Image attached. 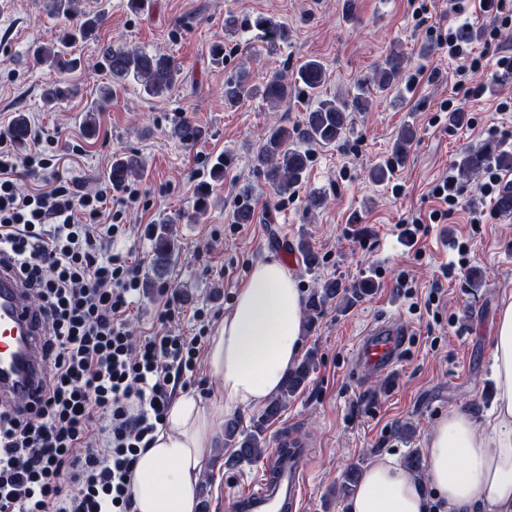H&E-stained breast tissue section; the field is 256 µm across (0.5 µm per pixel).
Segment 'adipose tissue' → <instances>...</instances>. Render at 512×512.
<instances>
[{
	"label": "adipose tissue",
	"instance_id": "obj_1",
	"mask_svg": "<svg viewBox=\"0 0 512 512\" xmlns=\"http://www.w3.org/2000/svg\"><path fill=\"white\" fill-rule=\"evenodd\" d=\"M303 333V296L287 265L256 262L209 340L211 399L173 401L165 427L137 457L136 512H197L213 431L233 412L262 406L277 393L299 359ZM491 370V420L449 411L428 436L422 475L379 457L363 472L346 512H430L435 498L440 512H512V295L499 304Z\"/></svg>",
	"mask_w": 512,
	"mask_h": 512
}]
</instances>
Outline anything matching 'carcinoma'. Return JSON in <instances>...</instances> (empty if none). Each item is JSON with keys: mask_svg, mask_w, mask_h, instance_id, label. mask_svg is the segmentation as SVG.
Wrapping results in <instances>:
<instances>
[{"mask_svg": "<svg viewBox=\"0 0 512 512\" xmlns=\"http://www.w3.org/2000/svg\"><path fill=\"white\" fill-rule=\"evenodd\" d=\"M50 12L58 17L72 21V25L62 29L55 41L35 48L33 56L39 63L46 64L60 73L71 71L76 62L68 57L67 49L79 40L91 37L100 25L96 15L80 14L76 0H49ZM255 26L267 43L288 38V30L264 17L255 21ZM105 66L116 80L131 78L139 83L143 90L153 96H161L172 89L182 73L180 64L167 55L149 54L136 47L114 43L103 50ZM403 76L401 56L392 51L375 68L374 76L353 87V92L345 95L327 90L326 71L323 64L310 59L297 69L296 75L275 72L265 81L262 95L265 99L283 102L291 95L292 85H301L314 97V105L306 116L302 137L323 145H334L346 130L347 119L351 112H364L368 109L373 93L389 91L399 83ZM253 93L249 74L241 73L237 78L224 84V104L233 108ZM29 120L20 113L16 115L5 132L6 137L22 144L28 138ZM496 160L500 166L512 169V152L489 145L482 150L465 153L457 164L460 174L467 176L481 169L488 160ZM256 170L263 174L273 191L286 194L299 185L309 167V154L296 146L291 133L285 127H273L262 138L261 145L254 157ZM140 160L134 154L121 153L113 157L109 178L112 188L120 189L136 174ZM496 208L504 215H512V185L503 186L496 197ZM174 243L165 231L155 234V265L163 271L172 256ZM339 295L336 283L328 281L322 288L315 290L306 303L307 321L314 322L322 309ZM313 354H307L286 374L279 392L270 400L264 411L253 421L251 430L243 434L237 425L229 422L224 426V447L235 448L238 461L252 462L264 452L265 436L270 422L277 419L286 408L288 398L305 385L310 372L314 369Z\"/></svg>", "mask_w": 512, "mask_h": 512, "instance_id": "carcinoma-1", "label": "carcinoma"}]
</instances>
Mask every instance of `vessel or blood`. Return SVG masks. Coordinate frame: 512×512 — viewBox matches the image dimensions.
Masks as SVG:
<instances>
[{
	"instance_id": "1",
	"label": "vessel or blood",
	"mask_w": 512,
	"mask_h": 512,
	"mask_svg": "<svg viewBox=\"0 0 512 512\" xmlns=\"http://www.w3.org/2000/svg\"><path fill=\"white\" fill-rule=\"evenodd\" d=\"M34 309L18 278L0 267V402H25L34 396L44 378L40 330ZM411 329L392 318L373 321L359 338L355 365L375 374L391 373L409 345ZM280 449L288 458L273 454L254 485L235 497L234 512H300L303 480L312 454L298 435L282 436Z\"/></svg>"
}]
</instances>
